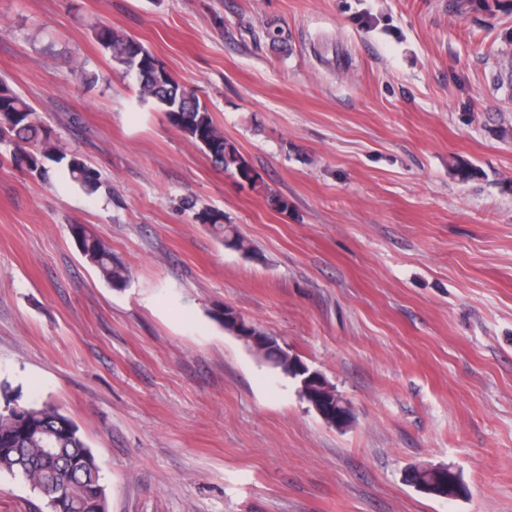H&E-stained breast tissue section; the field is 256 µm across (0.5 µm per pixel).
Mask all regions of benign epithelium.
Listing matches in <instances>:
<instances>
[{
	"label": "benign epithelium",
	"mask_w": 512,
	"mask_h": 512,
	"mask_svg": "<svg viewBox=\"0 0 512 512\" xmlns=\"http://www.w3.org/2000/svg\"><path fill=\"white\" fill-rule=\"evenodd\" d=\"M241 340L251 344L253 349L259 354L264 353L272 348L278 353L287 358L288 362L294 364V372L301 375L300 386L303 390H308L314 397L311 401V406L320 416L324 415L323 407L327 406V402H332L335 407L342 409L343 413L346 414V419L352 418V410L347 405L343 397L336 391V388L332 386L322 373L317 370L310 369L304 362L297 359L288 353L281 344L276 336H273L265 331L261 334L243 335Z\"/></svg>",
	"instance_id": "benign-epithelium-1"
}]
</instances>
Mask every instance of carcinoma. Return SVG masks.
<instances>
[{"label": "carcinoma", "instance_id": "carcinoma-1", "mask_svg": "<svg viewBox=\"0 0 512 512\" xmlns=\"http://www.w3.org/2000/svg\"><path fill=\"white\" fill-rule=\"evenodd\" d=\"M113 69L135 73L140 97L157 104L168 123L202 150L213 164L250 186L260 180L236 144L215 124L196 90L179 81L137 38L103 25L94 30ZM10 116L0 125V147L19 166L39 177L48 170L43 160L64 164L69 179L86 195L94 196L102 182L98 172L76 154L57 153L49 131L39 122L35 109L0 80V114ZM200 224L221 238L225 246L250 252L252 246L237 227L224 221V213L201 208L194 214ZM83 257L108 285L121 288L129 270L112 249L83 224L70 225ZM4 398L0 409V472L23 477L33 491L53 505L54 512H107L106 491L101 484L99 460L85 443L77 424L52 404L29 403L18 392L0 384ZM411 485L448 483V472L416 466L407 477Z\"/></svg>", "mask_w": 512, "mask_h": 512}]
</instances>
